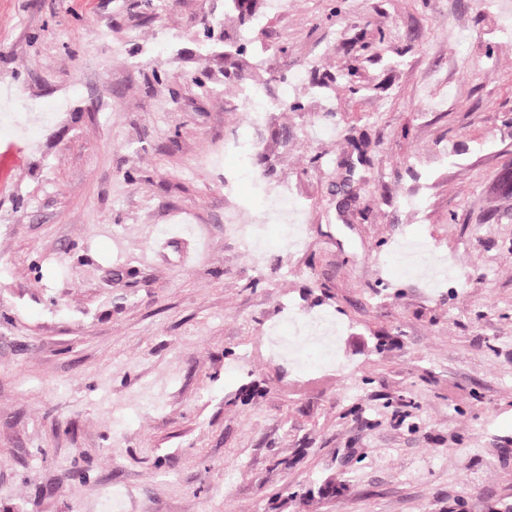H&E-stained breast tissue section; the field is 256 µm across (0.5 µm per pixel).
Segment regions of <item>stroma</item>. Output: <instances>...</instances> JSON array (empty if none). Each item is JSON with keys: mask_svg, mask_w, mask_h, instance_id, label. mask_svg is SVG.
Segmentation results:
<instances>
[{"mask_svg": "<svg viewBox=\"0 0 512 512\" xmlns=\"http://www.w3.org/2000/svg\"><path fill=\"white\" fill-rule=\"evenodd\" d=\"M223 13L0 0V90L42 106L23 132L0 105V512H103L113 487L119 512L512 501V0H288L253 29L257 81L303 108L251 135L289 129L267 184L307 218L258 258L224 232L258 208L228 149L251 106L200 42ZM329 109L337 141L308 138ZM423 248L463 278L428 294ZM316 311L336 364L273 359L269 326Z\"/></svg>", "mask_w": 512, "mask_h": 512, "instance_id": "obj_1", "label": "stroma"}]
</instances>
